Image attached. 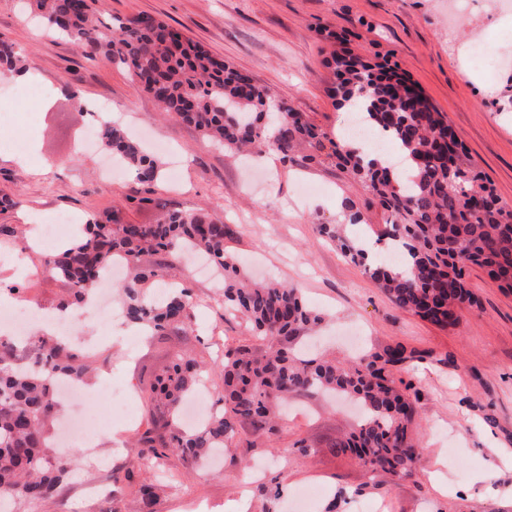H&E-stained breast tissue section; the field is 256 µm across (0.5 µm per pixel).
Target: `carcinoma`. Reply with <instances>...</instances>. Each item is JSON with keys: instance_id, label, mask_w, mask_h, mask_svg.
Masks as SVG:
<instances>
[{"instance_id": "obj_1", "label": "carcinoma", "mask_w": 512, "mask_h": 512, "mask_svg": "<svg viewBox=\"0 0 512 512\" xmlns=\"http://www.w3.org/2000/svg\"><path fill=\"white\" fill-rule=\"evenodd\" d=\"M97 0H21L29 18L48 32L72 40L87 59L102 58L129 68L139 88L156 100L160 111L194 126L226 147L274 153L286 162L298 150L303 159L321 163L333 158L358 183L365 204L377 205L386 227L377 243H398L400 259L369 262L367 250L342 234L337 224H320L319 235L337 243L349 261L366 273L398 308L441 328L448 318L473 302L463 278L477 266L489 282L512 291V206L503 203L478 171L444 113L381 64L332 56L336 75L333 96L344 105L361 101L363 122L376 138L404 149L399 155L409 177H394L389 159L378 161L342 144L301 113L292 111L269 87L253 82L210 54L180 30L149 14L105 24ZM26 65L14 46L0 42V72L20 73ZM101 146L112 153L141 185L152 189L163 178L162 164L122 128L98 126ZM229 228L202 212L174 209L155 224H102L85 227L77 241L42 258L48 274L66 281L68 298L60 308L84 306L100 274L115 255L124 257L133 275L120 286L127 319L157 336L186 333L192 301L187 289L171 285L154 297L166 279L162 266H143L147 251L176 257L185 244L206 255L224 273L221 304L245 317L263 347H239L220 361L223 393L220 410L197 431L175 420L153 418L140 435L142 456L159 467L176 455L201 459L234 444L246 430L270 435L276 409L292 396L334 393L356 399L363 416L349 435L329 447L334 456L352 454L370 473L398 479L413 476L422 453L415 417L418 393L401 386L392 370L416 358L402 345L369 352L343 362L302 353L304 335L323 321L297 290L278 281H256L224 250ZM38 356L30 366L17 362L12 343L0 341V499L39 506L52 500L65 480L67 460L49 453L48 428L58 410L52 380H82L85 357L56 336L33 340ZM203 377L196 355L184 352L150 386L155 408H174ZM141 512H154L157 492L142 480L135 489Z\"/></svg>"}]
</instances>
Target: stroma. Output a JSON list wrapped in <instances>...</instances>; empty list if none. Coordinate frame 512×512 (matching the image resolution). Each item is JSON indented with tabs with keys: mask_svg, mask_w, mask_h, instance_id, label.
<instances>
[{
	"mask_svg": "<svg viewBox=\"0 0 512 512\" xmlns=\"http://www.w3.org/2000/svg\"><path fill=\"white\" fill-rule=\"evenodd\" d=\"M103 22L140 13L184 30L214 55L269 86L295 111L329 132L351 119L331 95L335 77L325 64L332 52H349L370 62H388L415 84L463 141L497 196L512 205V67L482 72L481 84L467 80L471 60L461 46L478 42L512 48V27L474 0L463 31L448 30V0H99ZM0 40L13 43L30 67V82L48 88L47 99L26 100L13 81L0 78V225L18 227L20 238L0 237V252L19 255L0 263V292L31 293L50 309L68 295L66 285L45 273L43 250L33 243L36 227L62 214L80 223L154 224L173 208L203 211L228 224L224 248L259 277L297 288L328 321L317 342L328 356L373 351L401 344L421 353L399 366L395 378L421 394L417 422L424 452L412 478L370 474L352 457L332 456L329 444L352 431L355 408L338 400L301 395L288 403L277 435L248 447L239 439L220 467L170 459L151 467L134 442L153 416L145 391L180 350L203 365L225 351L253 344L243 317H225L215 301L219 278L199 279L182 270L194 308L187 335L140 336L124 317L100 324L111 343L88 354L93 373L84 408L103 416L112 406L104 383L125 385L134 401L133 426L116 424L101 434L96 466L85 462L81 440L64 453L71 463L67 483L42 512H133L130 488L111 485L112 471L132 470L135 479L160 486L156 512H225L245 499V512H300L296 496L315 486L320 493L309 512H512V292L491 285L482 270L466 272L474 297L458 322L439 328L398 309L363 267L322 241L316 225L340 221L338 205L352 194L351 182L335 162L320 165L264 155L245 166L235 151L211 143L194 127L166 118L153 97L139 90L131 71L88 60L69 39L39 34L18 0H0ZM68 93H61V86ZM101 105L98 115L80 110L75 97ZM140 127L164 145L159 158L164 183L146 191L128 172L104 180L100 156L82 141L91 120ZM29 152L28 163L17 153ZM305 439L309 449L294 443ZM442 463L445 493L427 473ZM94 483L109 495L86 498ZM279 488L278 500L268 492Z\"/></svg>",
	"mask_w": 512,
	"mask_h": 512,
	"instance_id": "35a3bbf8",
	"label": "stroma"
}]
</instances>
